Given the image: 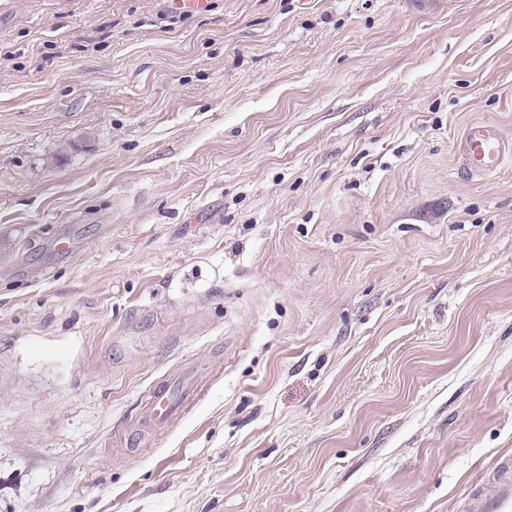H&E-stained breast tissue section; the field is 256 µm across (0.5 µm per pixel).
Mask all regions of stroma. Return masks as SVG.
<instances>
[{"instance_id": "obj_1", "label": "stroma", "mask_w": 512, "mask_h": 512, "mask_svg": "<svg viewBox=\"0 0 512 512\" xmlns=\"http://www.w3.org/2000/svg\"><path fill=\"white\" fill-rule=\"evenodd\" d=\"M475 125L512 0H0V512H461L512 460ZM195 398V391L190 378L175 381L171 387L165 382L147 395L142 402L139 419L141 432L164 427L175 415L181 404Z\"/></svg>"}]
</instances>
